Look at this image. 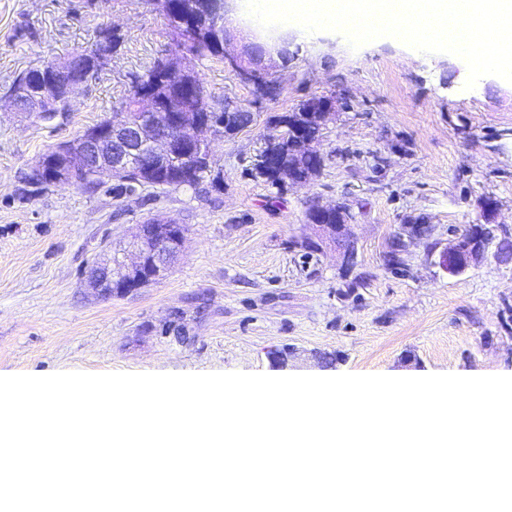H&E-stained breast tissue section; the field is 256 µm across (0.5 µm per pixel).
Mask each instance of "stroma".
Here are the masks:
<instances>
[{
  "mask_svg": "<svg viewBox=\"0 0 512 512\" xmlns=\"http://www.w3.org/2000/svg\"><path fill=\"white\" fill-rule=\"evenodd\" d=\"M112 26L120 51L69 111L44 119L6 110L21 72ZM284 31L290 58L268 97L255 98L221 63L193 60L211 103L229 97L256 116L213 142L197 186L31 193L39 156L118 111L133 76L171 38L147 0H0V375L512 369V259L491 253L458 276L438 264L448 240L480 222L488 197L496 241L512 244V83L486 75L466 88L462 58L386 37L354 49L336 32ZM319 97L334 107L315 145L319 176L303 186L254 177L274 117ZM314 202L348 207L352 267L333 248L305 258ZM162 216L187 230L173 268L124 297L89 289L92 265ZM421 216L431 235L391 264L393 238Z\"/></svg>",
  "mask_w": 512,
  "mask_h": 512,
  "instance_id": "stroma-1",
  "label": "stroma"
}]
</instances>
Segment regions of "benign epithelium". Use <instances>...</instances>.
<instances>
[{"label": "benign epithelium", "instance_id": "benign-epithelium-1", "mask_svg": "<svg viewBox=\"0 0 512 512\" xmlns=\"http://www.w3.org/2000/svg\"><path fill=\"white\" fill-rule=\"evenodd\" d=\"M229 0H207L208 13L217 26H224ZM263 50V65L248 66L240 52H224V60L242 79L255 83L260 91L275 87L273 65ZM224 137V125H214L204 117L199 107L177 99L157 98L140 92L128 110L97 128L87 130L76 142L57 148L48 165L47 183L77 185L78 176L94 173L100 182L122 181L139 176L146 165L156 167L167 161L191 163L195 158L210 161L212 143ZM288 127L281 125L266 138L261 147L262 159H267L279 143L288 140ZM336 211L341 219L334 224L319 223L318 215ZM350 212L342 205L314 206L307 212L308 226L315 237L303 238L301 245L315 253L334 244L341 248L339 255L346 263L354 259ZM483 224H473L440 251L439 266L451 276H457L487 255L490 240L482 235ZM428 224H406L392 244V254L401 258L406 252L405 238L431 234ZM185 229L180 224L160 221L140 224L128 243L105 261L93 266L88 287L100 296L124 297L133 286L143 287L158 279L171 268L185 244Z\"/></svg>", "mask_w": 512, "mask_h": 512}]
</instances>
